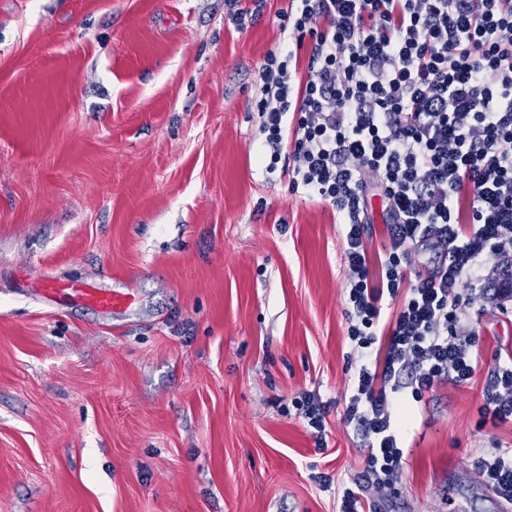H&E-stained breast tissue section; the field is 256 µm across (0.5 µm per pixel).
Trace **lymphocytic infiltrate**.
Masks as SVG:
<instances>
[{"label": "lymphocytic infiltrate", "mask_w": 512, "mask_h": 512, "mask_svg": "<svg viewBox=\"0 0 512 512\" xmlns=\"http://www.w3.org/2000/svg\"><path fill=\"white\" fill-rule=\"evenodd\" d=\"M279 19L295 43L259 71L262 154L292 191L336 212L351 273L347 336L361 361L344 420L366 478L391 489L403 473L406 399L476 372L459 287L483 297L484 267L512 257V0H291ZM303 45L312 77L297 84ZM374 191L389 237L375 258ZM414 249L436 262L409 285ZM387 299L397 303L388 316ZM479 414L512 422V358L489 374ZM477 466L512 504V448Z\"/></svg>", "instance_id": "1"}]
</instances>
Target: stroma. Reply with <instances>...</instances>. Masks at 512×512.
Segmentation results:
<instances>
[{
	"label": "stroma",
	"instance_id": "stroma-1",
	"mask_svg": "<svg viewBox=\"0 0 512 512\" xmlns=\"http://www.w3.org/2000/svg\"><path fill=\"white\" fill-rule=\"evenodd\" d=\"M266 0H0V512H506L478 456L512 300L468 310L479 368L442 381L401 481H365L343 419L359 367L331 206L268 174L259 69L288 35ZM127 292L103 311L45 282ZM316 394L326 447L295 407Z\"/></svg>",
	"mask_w": 512,
	"mask_h": 512
}]
</instances>
